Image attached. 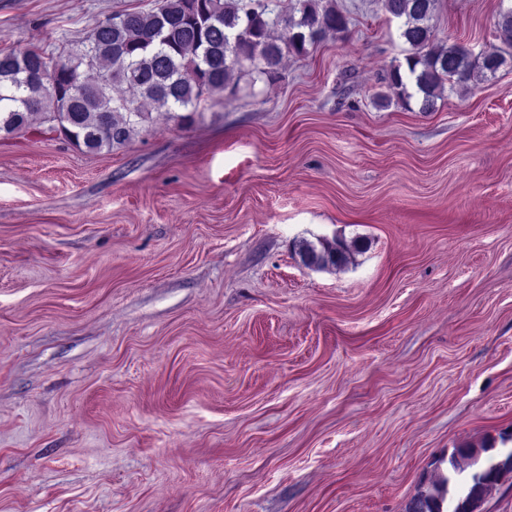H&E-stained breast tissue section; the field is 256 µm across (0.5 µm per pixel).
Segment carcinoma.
I'll return each mask as SVG.
<instances>
[{
  "label": "carcinoma",
  "instance_id": "cac0c4a2",
  "mask_svg": "<svg viewBox=\"0 0 512 512\" xmlns=\"http://www.w3.org/2000/svg\"><path fill=\"white\" fill-rule=\"evenodd\" d=\"M412 48L405 65L379 81L398 98L420 100L429 112L445 89L465 87L478 73H495L512 53V9L497 23L501 45L464 62V44L438 50L430 24L440 0H382ZM100 21L56 58L37 47L0 51V132L13 133L34 114L53 124L89 152L128 142L139 120L140 103L160 112L188 111L206 95L224 92L244 63L275 80L285 55H305L329 34L348 30V18L331 0H296L282 15L281 35H272L265 10L245 9L238 0H159L148 12L125 11ZM359 239L317 244L301 240L297 254L307 267L344 269ZM434 474L407 505V512H474L486 491L512 473V458L481 447L452 449L432 462Z\"/></svg>",
  "mask_w": 512,
  "mask_h": 512
}]
</instances>
